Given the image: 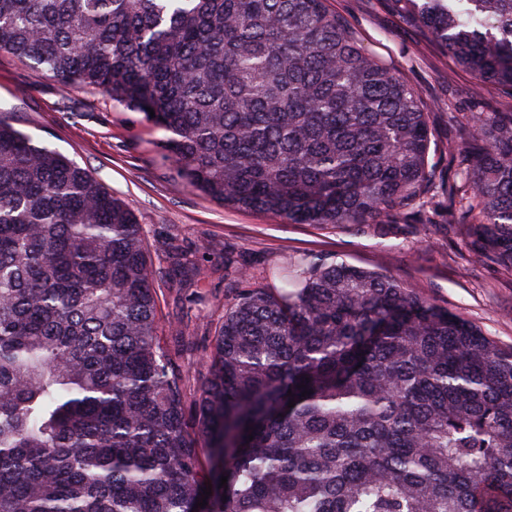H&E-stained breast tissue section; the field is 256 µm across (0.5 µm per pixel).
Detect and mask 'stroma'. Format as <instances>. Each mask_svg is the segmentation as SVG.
Returning a JSON list of instances; mask_svg holds the SVG:
<instances>
[{"instance_id": "1", "label": "stroma", "mask_w": 512, "mask_h": 512, "mask_svg": "<svg viewBox=\"0 0 512 512\" xmlns=\"http://www.w3.org/2000/svg\"><path fill=\"white\" fill-rule=\"evenodd\" d=\"M329 5L359 30L368 49L404 73L426 102H448V110L435 114L440 129H447L449 112H474L468 74L435 55L415 30L385 10L382 0H330ZM1 115L129 201L149 236H165L183 249L208 245L202 302L183 310L182 289L164 285L163 318L184 312L193 326L218 320L225 251L242 255L255 270L307 253L387 271L481 326L502 348H512V275L492 264L472 263L455 227L410 224L400 238L381 239L349 227L288 224L224 207L186 187L161 147L164 131L150 126L143 113L94 90L63 92L53 77L35 75L6 52H0Z\"/></svg>"}]
</instances>
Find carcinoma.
<instances>
[{
  "label": "carcinoma",
  "instance_id": "carcinoma-1",
  "mask_svg": "<svg viewBox=\"0 0 512 512\" xmlns=\"http://www.w3.org/2000/svg\"><path fill=\"white\" fill-rule=\"evenodd\" d=\"M385 5L502 108L448 113L439 145L328 0H0V51L142 112L227 207L383 239L440 218L512 274V0ZM206 252L0 117V512H512V351L300 253H224L215 326L161 335L160 286Z\"/></svg>",
  "mask_w": 512,
  "mask_h": 512
}]
</instances>
